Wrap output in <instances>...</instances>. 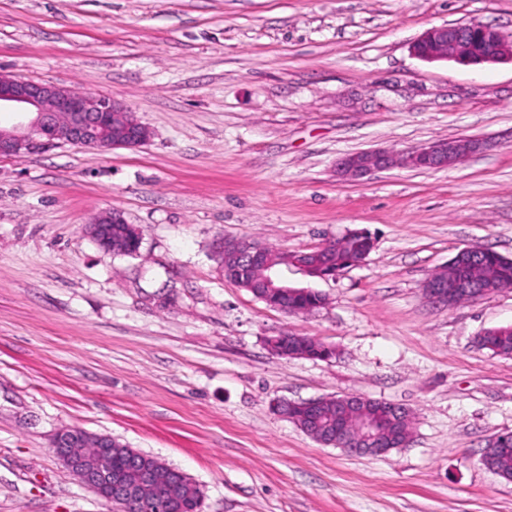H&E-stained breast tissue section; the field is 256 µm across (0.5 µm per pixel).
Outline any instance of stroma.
Instances as JSON below:
<instances>
[{
    "instance_id": "35a3bbf8",
    "label": "stroma",
    "mask_w": 512,
    "mask_h": 512,
    "mask_svg": "<svg viewBox=\"0 0 512 512\" xmlns=\"http://www.w3.org/2000/svg\"><path fill=\"white\" fill-rule=\"evenodd\" d=\"M512 38V0H0V71L126 103L153 133L108 153L0 158V512H116L57 458L64 429L187 474L200 512H512L481 453L512 432V289L447 308L424 281L461 249L512 259V62L411 52L428 28ZM449 168L339 176L342 157L441 139ZM121 211L138 256L85 224ZM357 229L374 248L289 314L226 281L218 247L307 252ZM312 336L328 360L267 337ZM354 395L403 405L408 444L324 446L271 409ZM483 348L498 356H512V326L488 330L480 337Z\"/></svg>"
}]
</instances>
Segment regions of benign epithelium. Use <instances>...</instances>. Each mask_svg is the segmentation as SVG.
<instances>
[{
    "mask_svg": "<svg viewBox=\"0 0 512 512\" xmlns=\"http://www.w3.org/2000/svg\"><path fill=\"white\" fill-rule=\"evenodd\" d=\"M415 56L424 60H454L461 64L512 61V41L498 30L485 25L440 26L425 31L413 44ZM30 113L34 118L20 128L0 129V157L22 159L59 143L81 149L109 152L120 148H135L151 137L148 127L141 124L124 103L81 94L56 84L25 80L0 72V107ZM481 147V141L462 137L436 140L410 153L372 150L349 154L337 163L343 176L363 177L375 170L393 166L439 169L453 166ZM122 212L109 210L86 225V231L104 251L112 252V225L125 224ZM229 249L241 262L259 260L261 247L254 242L226 239L220 249ZM265 282L270 287L286 289L272 261L261 263ZM485 292L474 287L464 275L451 280L432 277L424 282V294L433 303L452 307L464 299H477ZM336 446L355 454L382 455L389 449L379 446L371 425L362 421L353 434H336ZM112 438L83 430H64L53 444L55 454L82 484L107 502L119 499L133 502L139 512H164L163 505L147 491L152 483L168 479L169 469L158 459L149 463L141 453L129 454L138 473L131 482L112 472Z\"/></svg>",
    "mask_w": 512,
    "mask_h": 512,
    "instance_id": "obj_1",
    "label": "benign epithelium"
}]
</instances>
